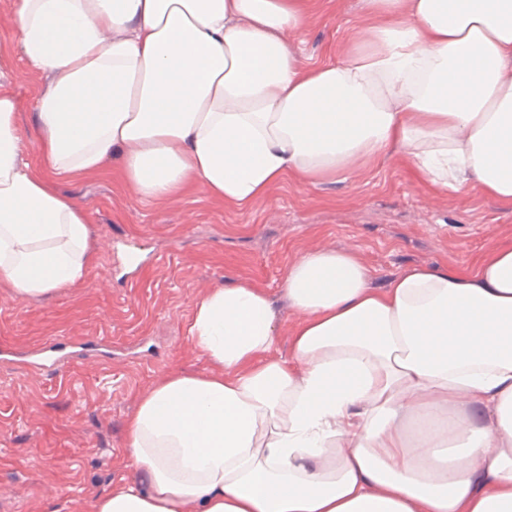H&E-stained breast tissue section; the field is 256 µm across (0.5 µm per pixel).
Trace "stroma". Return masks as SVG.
Here are the masks:
<instances>
[{
    "instance_id": "obj_1",
    "label": "stroma",
    "mask_w": 512,
    "mask_h": 512,
    "mask_svg": "<svg viewBox=\"0 0 512 512\" xmlns=\"http://www.w3.org/2000/svg\"><path fill=\"white\" fill-rule=\"evenodd\" d=\"M367 31L361 0H315L293 40L317 65ZM47 82L18 52L11 0H0V89L19 101V153L34 167L45 151L34 101ZM48 182L85 208L92 262L82 282L43 297L18 298L0 282V350L11 354L0 361V512H44L49 503L92 512L129 475L125 423L141 396L172 372L215 370L188 326L197 297L224 279L272 295L274 352L284 356L298 316L281 297L282 281L305 252L354 251L384 288L407 267L464 266L512 239L511 207L474 189L431 187L405 161L316 185L287 179L244 208L194 185L141 200L112 159L99 172ZM60 336L104 339L110 354L75 359L54 378L22 364L24 352Z\"/></svg>"
}]
</instances>
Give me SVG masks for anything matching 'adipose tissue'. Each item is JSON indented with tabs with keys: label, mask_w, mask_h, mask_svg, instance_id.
Returning a JSON list of instances; mask_svg holds the SVG:
<instances>
[{
	"label": "adipose tissue",
	"mask_w": 512,
	"mask_h": 512,
	"mask_svg": "<svg viewBox=\"0 0 512 512\" xmlns=\"http://www.w3.org/2000/svg\"><path fill=\"white\" fill-rule=\"evenodd\" d=\"M367 37L313 66L285 35L312 0H12L47 173L120 158L141 199L187 184L234 207L406 159L512 206V0H362ZM0 92V280L38 297L91 264L82 205L19 158ZM307 252L281 289L225 280L188 332L215 374L174 373L125 426L129 479L94 512H512V240L388 287Z\"/></svg>",
	"instance_id": "obj_1"
}]
</instances>
